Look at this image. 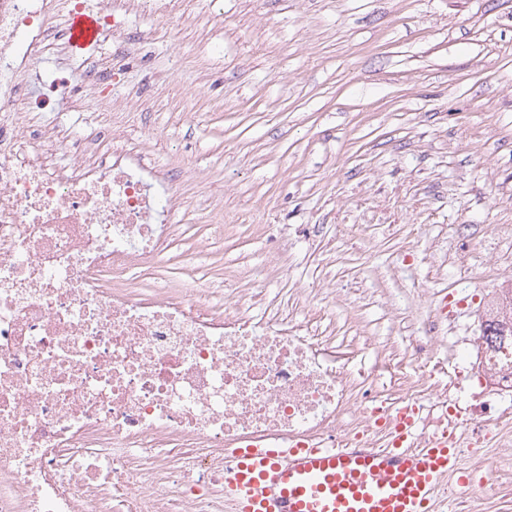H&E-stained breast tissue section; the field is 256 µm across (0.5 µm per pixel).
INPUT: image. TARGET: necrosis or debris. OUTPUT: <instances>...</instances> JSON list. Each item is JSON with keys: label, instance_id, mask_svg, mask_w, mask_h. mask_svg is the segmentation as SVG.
<instances>
[{"label": "necrosis or debris", "instance_id": "4bbe7bcc", "mask_svg": "<svg viewBox=\"0 0 512 512\" xmlns=\"http://www.w3.org/2000/svg\"><path fill=\"white\" fill-rule=\"evenodd\" d=\"M189 0H0V512H232L224 451L255 438L311 448H383L409 412L416 444L447 434L493 482L489 448L512 447V290L485 300L475 336L457 314L408 322L399 383L390 346L296 318L262 280L233 279L224 306L200 281L131 285L172 248L183 168L152 163L98 120L143 91L97 58L68 104L81 127L31 123L25 65L72 50L52 26L88 9L115 49L184 18ZM447 347L448 355L434 352ZM374 365L356 368L363 356Z\"/></svg>", "mask_w": 512, "mask_h": 512}]
</instances>
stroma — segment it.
<instances>
[{"label":"stroma","instance_id":"1","mask_svg":"<svg viewBox=\"0 0 512 512\" xmlns=\"http://www.w3.org/2000/svg\"><path fill=\"white\" fill-rule=\"evenodd\" d=\"M136 24L158 35L135 45L141 66L115 60L125 84L176 58L175 80L196 95L158 90L122 117L128 137L190 171L173 258L155 277L219 289L276 265L284 295L323 275L339 293L324 312L337 331L354 320L397 347L394 318L512 281V242L490 234L512 225V0H212ZM55 74L81 80L53 57L32 64L30 106L77 121L58 109ZM217 200L238 233L197 253ZM488 456L498 482L483 510L512 512V452Z\"/></svg>","mask_w":512,"mask_h":512}]
</instances>
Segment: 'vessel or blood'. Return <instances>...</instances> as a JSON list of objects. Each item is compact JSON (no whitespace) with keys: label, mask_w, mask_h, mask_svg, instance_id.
Returning <instances> with one entry per match:
<instances>
[{"label":"vessel or blood","mask_w":512,"mask_h":512,"mask_svg":"<svg viewBox=\"0 0 512 512\" xmlns=\"http://www.w3.org/2000/svg\"><path fill=\"white\" fill-rule=\"evenodd\" d=\"M98 15L80 11L66 35L96 43ZM468 485L459 449L437 439L420 448H279L249 442L224 452V495L234 512H437L448 477Z\"/></svg>","instance_id":"1"}]
</instances>
